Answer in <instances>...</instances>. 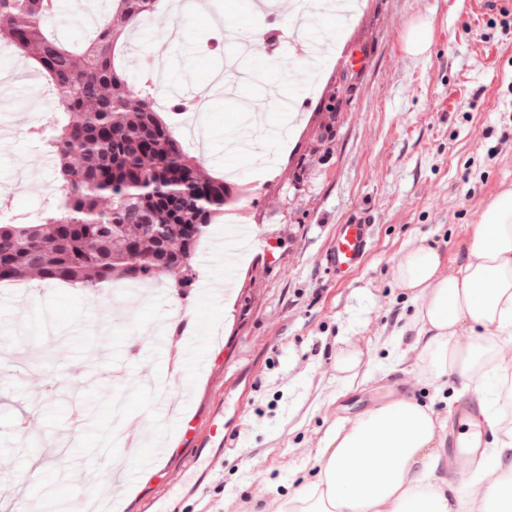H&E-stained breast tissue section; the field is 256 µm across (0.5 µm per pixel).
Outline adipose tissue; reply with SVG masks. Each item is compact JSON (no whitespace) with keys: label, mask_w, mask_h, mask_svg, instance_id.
I'll return each instance as SVG.
<instances>
[{"label":"adipose tissue","mask_w":512,"mask_h":512,"mask_svg":"<svg viewBox=\"0 0 512 512\" xmlns=\"http://www.w3.org/2000/svg\"><path fill=\"white\" fill-rule=\"evenodd\" d=\"M393 280L417 301L424 372L512 394V364L502 358L512 344V189L482 212L458 264L420 244L399 255ZM485 420L493 458L461 489L439 472L432 414L411 398L375 408L329 435L315 480L286 495L279 512H512V425L493 410Z\"/></svg>","instance_id":"obj_1"}]
</instances>
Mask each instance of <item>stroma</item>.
Segmentation results:
<instances>
[{
    "mask_svg": "<svg viewBox=\"0 0 512 512\" xmlns=\"http://www.w3.org/2000/svg\"><path fill=\"white\" fill-rule=\"evenodd\" d=\"M473 0H359L350 18L321 22L309 33L330 52L315 80L295 60L290 28L298 22L290 0H268L277 24L262 43L242 51L221 40L205 10H158L130 34L123 63L130 82L147 79L156 55L176 86L203 90L212 71L237 55L255 68L235 98H215L199 121L205 140L185 138L205 174L224 175L214 160L225 142L248 134V113L264 117L255 150L235 160L230 213L252 225L255 242L236 272L231 297H209L207 283L224 266L202 242L196 287L188 299L160 282L84 289L30 278L0 286V512L22 497H52L71 487L93 492L91 473L108 462L92 455L112 427L110 397L124 394L127 422L153 429L169 455L139 472L120 494H105L101 512H154L188 468L192 444L181 439L155 393L139 382L162 375L164 360L151 326L186 308L167 330L176 355L195 328L221 337L211 363L183 377L189 415L206 427L224 418L229 438L224 463L208 475L188 512H276L280 496L298 490L318 467L328 433L396 391L415 398L445 426L460 390L445 402L438 379L423 374L421 347L408 323L414 311L396 288L392 267L420 242L438 246L448 262L464 255L482 210L512 188V13H471ZM430 24L422 55L404 49L409 30ZM47 28L79 47L93 28L76 0H61ZM0 198L17 224L38 219L55 202L54 159L34 126L50 125L56 105L35 62L0 60ZM300 100L296 119L273 111L269 94ZM370 216V247L342 282L329 281L321 257L340 224ZM399 345L401 360L387 362ZM358 353L369 378L345 389L337 358Z\"/></svg>",
    "mask_w": 512,
    "mask_h": 512,
    "instance_id": "1",
    "label": "stroma"
}]
</instances>
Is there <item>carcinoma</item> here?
<instances>
[{
  "instance_id": "cac0c4a2",
  "label": "carcinoma",
  "mask_w": 512,
  "mask_h": 512,
  "mask_svg": "<svg viewBox=\"0 0 512 512\" xmlns=\"http://www.w3.org/2000/svg\"><path fill=\"white\" fill-rule=\"evenodd\" d=\"M58 2L0 0L8 21L0 41L31 55L63 115L45 136L57 160L60 202L37 224L0 220V283L34 275L96 294L109 282L168 277L183 295L195 285L201 241L233 195L184 152L155 111L152 87L129 83L116 65L121 34L151 16L157 0H112L79 51L45 33ZM133 248L144 260L128 273ZM159 248L175 268L155 266Z\"/></svg>"
}]
</instances>
